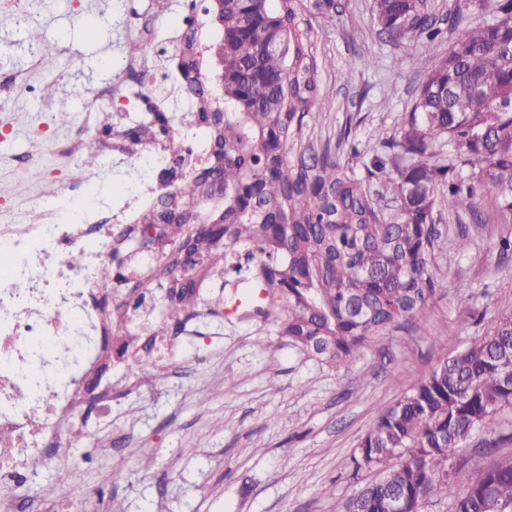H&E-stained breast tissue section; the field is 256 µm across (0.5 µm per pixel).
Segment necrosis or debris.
I'll return each mask as SVG.
<instances>
[{"label":"necrosis or debris","instance_id":"1","mask_svg":"<svg viewBox=\"0 0 512 512\" xmlns=\"http://www.w3.org/2000/svg\"><path fill=\"white\" fill-rule=\"evenodd\" d=\"M171 79L147 60L126 61L121 84L88 94L83 135L97 139L110 159H133L150 172L166 167L172 138L185 140L193 157L203 159L208 143L178 126L130 153L135 126L120 128L105 118L107 104L116 110L134 104L144 117L167 110L162 86ZM95 178L91 171L70 172L59 181L69 209L36 198L24 224L0 207V266L7 270L0 277V482L24 484L68 420L83 414L78 391L101 353L102 312L112 305L96 288L98 272L111 257L122 218L152 201L158 188L146 179L100 205Z\"/></svg>","mask_w":512,"mask_h":512}]
</instances>
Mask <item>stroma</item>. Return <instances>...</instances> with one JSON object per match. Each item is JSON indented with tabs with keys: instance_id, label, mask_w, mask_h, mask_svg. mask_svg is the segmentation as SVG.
I'll return each mask as SVG.
<instances>
[{
	"instance_id": "1",
	"label": "stroma",
	"mask_w": 512,
	"mask_h": 512,
	"mask_svg": "<svg viewBox=\"0 0 512 512\" xmlns=\"http://www.w3.org/2000/svg\"><path fill=\"white\" fill-rule=\"evenodd\" d=\"M183 3L130 0L129 7L158 13L156 38L171 42ZM297 23L316 61L333 63L320 87L334 108L316 121L314 139L333 149L347 131L369 150L379 136L398 135L436 51L421 43L415 60L403 59L380 32L374 0H339L336 12H305ZM125 43L114 0H24L20 10L0 0V74L38 85L51 78L58 87L50 100L0 95V187L10 190L5 202L16 221H26L32 194L54 201V179L81 169L78 154L62 156L58 145L78 130L86 92L122 82ZM45 50L58 62L51 76L40 63ZM62 109L70 113L65 125L54 121ZM439 229L445 252L434 257L438 290L425 310L338 370L301 352L272 321L242 310L211 313L209 301L223 290L219 281L202 282L199 314L176 335L178 367H144L136 389L121 364L104 357L99 383L112 388L111 412L74 422L24 487L0 484V500L18 512H46L38 488L49 483L55 498L94 490L120 512H342L380 475L348 465L374 420L482 334L480 312L512 311V271L495 248L506 225L444 212ZM85 428L94 440L82 436ZM75 467L84 474L79 485L70 479ZM111 468L124 470L125 480L101 484Z\"/></svg>"
}]
</instances>
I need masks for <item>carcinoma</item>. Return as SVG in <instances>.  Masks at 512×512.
<instances>
[{"mask_svg":"<svg viewBox=\"0 0 512 512\" xmlns=\"http://www.w3.org/2000/svg\"><path fill=\"white\" fill-rule=\"evenodd\" d=\"M423 0H376L381 29L406 53L422 40L448 51L426 71L398 137L381 138L365 175L329 149L313 151L304 119L333 108L321 94L320 69L308 52L299 13L336 8L334 0H221L218 39L201 52L188 35L168 61L177 91L193 101L190 116L216 148L204 164L169 150L175 165L161 173V206L140 210L112 242V262L136 272L141 298L166 290L168 321L195 315L197 284L255 269L272 299L267 317L301 351L339 369L375 338L421 314L438 285L441 249L435 212L470 214L487 207L512 223V0H465L453 12L450 36L422 9ZM218 57L224 109L192 73ZM454 149L439 159L437 143ZM298 146L296 160L290 146ZM184 214L175 217L169 198ZM224 225L197 235L193 208ZM154 229L147 244L157 261L128 255L126 244ZM120 287L105 265L98 288ZM512 408V313L417 378L361 438L351 465L383 467L345 512H421L430 499H451L452 512H512V425L493 415ZM493 441L467 453L473 433Z\"/></svg>","mask_w":512,"mask_h":512,"instance_id":"carcinoma-1","label":"carcinoma"}]
</instances>
